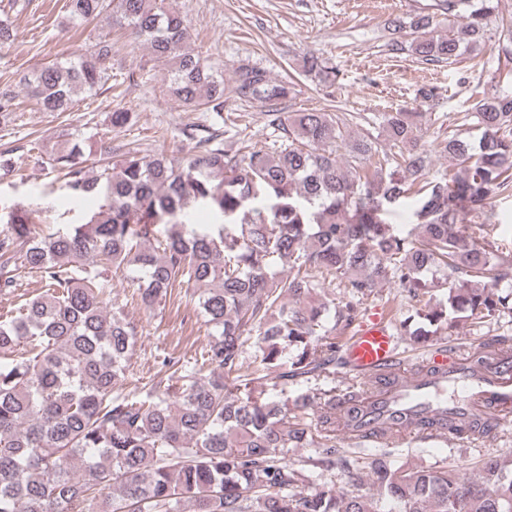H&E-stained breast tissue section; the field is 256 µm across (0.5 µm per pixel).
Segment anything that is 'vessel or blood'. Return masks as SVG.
<instances>
[{"label":"vessel or blood","mask_w":512,"mask_h":512,"mask_svg":"<svg viewBox=\"0 0 512 512\" xmlns=\"http://www.w3.org/2000/svg\"><path fill=\"white\" fill-rule=\"evenodd\" d=\"M401 345L388 314L378 307L344 338L342 360L349 376L363 381L390 373L400 377L397 385L370 393L356 428L402 437L415 433L412 421L418 416L512 421V358H498L487 372L475 376L463 369L459 357L437 348L428 360L440 373L423 377L413 375L404 364Z\"/></svg>","instance_id":"obj_1"}]
</instances>
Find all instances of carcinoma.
<instances>
[{
    "instance_id": "obj_1",
    "label": "carcinoma",
    "mask_w": 512,
    "mask_h": 512,
    "mask_svg": "<svg viewBox=\"0 0 512 512\" xmlns=\"http://www.w3.org/2000/svg\"><path fill=\"white\" fill-rule=\"evenodd\" d=\"M496 0H433L395 27L387 51L426 63H454L492 36L512 61V23L493 24ZM81 27L107 13L113 24L150 42L168 66L169 90L188 108L213 113L193 126L186 163L162 153L147 160L137 146L86 176L79 143L38 139L29 157L62 174L65 189L98 200L97 211L64 231H37L38 210L0 201V293L30 273L46 290L0 315V512H512V455L481 456L469 473L456 466L400 462L372 432L355 446L380 447L368 462L370 483L338 456L348 416L364 391L336 388L301 397L278 395L300 380L336 374L342 336L361 301L392 282L415 301L412 314L437 331L469 320L512 315V261L496 242L474 238L471 218L512 190V94L485 92L465 117L476 121L472 145L460 126L439 129L432 150L455 168L429 176L427 150L415 131L440 120L422 107L385 112L355 138L357 113L291 112L300 93L291 77L274 79L257 65L233 67L230 92L266 109L283 134L229 155L224 152V76L184 48V16L166 0H65ZM454 22L441 28L439 17ZM114 43L99 35L86 55L63 58L24 77L42 112L62 114L78 88L101 90L111 75ZM302 70L328 86L338 73L320 57ZM380 125L384 138L373 134ZM221 220L191 222L188 208ZM410 207L412 229L388 216ZM168 227L158 237L160 226ZM153 240L155 246L144 247ZM288 265V275L277 271ZM136 288L141 306L158 310L182 289L197 288L211 339L187 369L163 361V385L142 398L115 396L127 378L137 331L108 309L112 277ZM336 283L351 296L329 298ZM512 354V338L474 348L479 368ZM277 393H266L267 383ZM423 429L454 425L489 432V422L422 418ZM290 448H310L297 462ZM341 469L336 480L314 482Z\"/></svg>"
}]
</instances>
